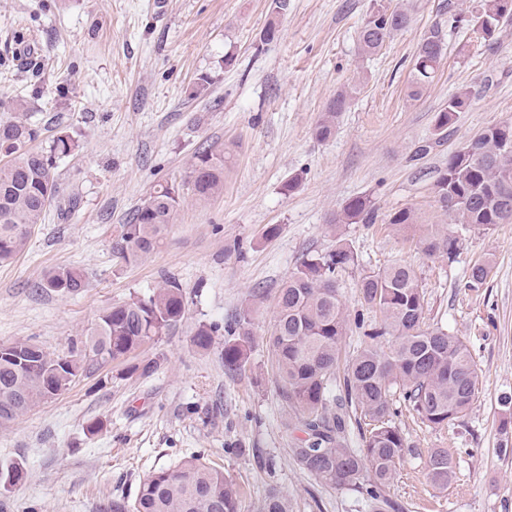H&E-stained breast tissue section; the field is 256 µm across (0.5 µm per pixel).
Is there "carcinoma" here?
I'll use <instances>...</instances> for the list:
<instances>
[{"label": "carcinoma", "instance_id": "carcinoma-1", "mask_svg": "<svg viewBox=\"0 0 512 512\" xmlns=\"http://www.w3.org/2000/svg\"><path fill=\"white\" fill-rule=\"evenodd\" d=\"M481 22L477 31L491 42L503 19L512 17V0H479L471 12ZM411 18L404 10L371 4L359 30L365 54L377 52L391 35L403 32ZM439 28H432L418 43L413 65L411 96L420 95L445 55ZM352 95L347 86L333 98L315 124L313 134L325 141L336 130V118L346 110ZM470 105L465 90L453 94L436 116L440 130L455 114ZM37 130L22 116L0 120V262L12 259L25 247L28 230L42 222L57 197L55 160L71 154L74 140L57 136L47 150L30 143ZM185 183L200 200L224 191V153L209 146L198 149ZM441 207L458 224L489 230L512 223V123L487 127L448 157L434 183ZM180 205L174 185H158L138 206L121 233L112 240V254L122 264L148 259L159 247ZM370 201L350 199L330 221L338 224H372ZM431 254L456 257V239L426 229L420 239ZM357 263L351 247L342 243L326 253L303 261L275 296L276 316L262 337L276 357L282 393L300 415L314 438L307 448L292 449L299 465L321 483L338 490L360 493L369 512L391 508L384 488L405 454V441L392 422L391 396L399 390L408 406L429 427H451L469 411L479 392L480 375L467 344L448 330L424 323L425 294L415 270L393 264L364 275L359 283L361 300L380 315V323L363 329L350 321L336 285V274ZM491 271L485 260L472 265L467 287H482ZM85 287L80 269L49 270L38 288L74 294ZM264 295L255 293L229 327L224 341V367L246 366L256 336L254 316ZM185 313L181 286L167 279L152 291L134 296L103 311L84 340L68 351L53 355L24 340L12 343L8 356H0V419L12 422L32 408L66 391L82 375L106 362L125 358L175 328ZM362 330L359 344L343 376L339 394H333L341 340ZM224 326H198L193 345L208 350ZM391 337L381 345L379 338ZM364 422L361 446L351 448L343 433L348 419ZM428 477L448 488L455 474L453 458L442 449L430 453ZM241 490L221 470L194 457L161 467L140 485L133 504L121 499L101 504V512H241ZM263 512H289L288 499L269 493Z\"/></svg>", "mask_w": 512, "mask_h": 512}]
</instances>
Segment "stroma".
I'll return each mask as SVG.
<instances>
[{"mask_svg":"<svg viewBox=\"0 0 512 512\" xmlns=\"http://www.w3.org/2000/svg\"><path fill=\"white\" fill-rule=\"evenodd\" d=\"M410 28L362 54L358 32L371 0H0V119L20 113L38 129L36 147L67 134L78 146L57 159L59 195L24 249L0 263V344L26 340L51 354L84 340L103 309L176 280L185 315L129 360L78 379L27 415L0 425V469L21 481L0 488V512H99L111 497L134 500L154 469L200 456L242 489L241 512H261L269 489L292 512H364L361 497L304 471L291 450L306 437L284 400L274 354L256 344L244 371L224 368L228 333L205 351L191 338L202 323L230 325L249 295L265 301L254 320L265 336L275 295L311 255L345 239L358 257L337 275L351 317L371 322L359 282L400 263L425 293L424 321L469 346L481 388L458 426L431 428L394 395L406 452L384 490L392 512H512V443L501 435L502 398L512 395V223L471 231L453 223L433 185L450 154L488 126L512 122V18L494 43L462 16L476 0H387ZM276 20L280 35L263 32ZM446 44L434 78L410 98L420 38ZM356 91L317 140L313 127L344 86ZM470 105L445 138L435 119L458 90ZM432 148L418 154L424 143ZM223 151L224 192L200 200L183 182L195 151ZM294 191H286L291 177ZM182 199L162 247L117 265L112 240L130 212L164 183ZM370 200L371 224H328L354 197ZM413 209L418 228L390 224ZM458 241L455 260L426 255L420 225ZM274 235H267V228ZM491 259L482 288H466L471 266ZM76 266L78 294L38 289L46 270ZM156 361L151 376L128 364ZM100 423L89 433V423ZM455 463L447 489L427 477L433 449Z\"/></svg>","mask_w":512,"mask_h":512,"instance_id":"obj_1","label":"stroma"}]
</instances>
